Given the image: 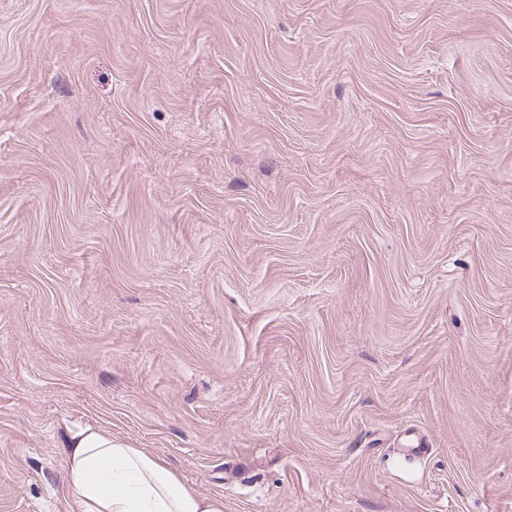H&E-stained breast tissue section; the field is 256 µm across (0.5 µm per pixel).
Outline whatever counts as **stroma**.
Wrapping results in <instances>:
<instances>
[{"label": "stroma", "instance_id": "obj_1", "mask_svg": "<svg viewBox=\"0 0 512 512\" xmlns=\"http://www.w3.org/2000/svg\"><path fill=\"white\" fill-rule=\"evenodd\" d=\"M87 425L224 512H512V0H0V512Z\"/></svg>", "mask_w": 512, "mask_h": 512}]
</instances>
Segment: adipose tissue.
Listing matches in <instances>:
<instances>
[{
	"instance_id": "1",
	"label": "adipose tissue",
	"mask_w": 512,
	"mask_h": 512,
	"mask_svg": "<svg viewBox=\"0 0 512 512\" xmlns=\"http://www.w3.org/2000/svg\"><path fill=\"white\" fill-rule=\"evenodd\" d=\"M66 512H224V501L201 496L146 448L131 447L91 426L64 442Z\"/></svg>"
}]
</instances>
